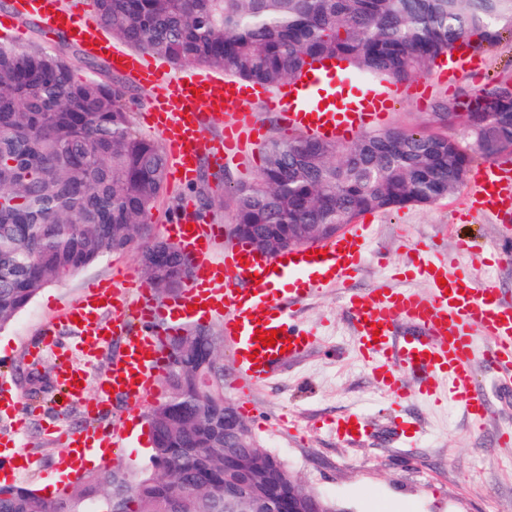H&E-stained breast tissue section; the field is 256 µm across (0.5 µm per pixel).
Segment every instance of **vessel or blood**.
<instances>
[{"label": "vessel or blood", "instance_id": "vessel-or-blood-1", "mask_svg": "<svg viewBox=\"0 0 512 512\" xmlns=\"http://www.w3.org/2000/svg\"><path fill=\"white\" fill-rule=\"evenodd\" d=\"M33 14L42 18L46 32H72L77 43L106 57L114 71L151 92L145 120L161 137L180 185L193 181L200 156L220 164L240 158L247 144L264 140L266 129L249 102L276 111L289 130L346 141L381 126L403 93L396 86L351 84L332 67L272 90L201 68L175 75L168 63L113 44L87 18L65 9L62 0H14L12 14L0 18V37L23 41L26 31L19 21ZM216 121L224 124L221 135L205 138L204 125ZM471 209L496 214L512 210V170L485 164ZM167 229L193 269L179 294L155 301L146 285L121 269L112 280L89 286L61 317L88 355L97 353L107 336L123 337L124 351L113 359L106 376L90 381L88 372L74 366L70 352L60 347L57 328L42 330L41 345L32 356L38 360L48 352L56 357L55 375L69 398L81 401L92 391L103 399L115 393L142 407L154 396L163 372L165 337L182 332L187 322L217 316L223 317L224 339L234 348L233 386L248 397L282 357L297 356L311 344L310 334L293 324L294 306L320 288L347 284L361 270L370 242L369 225L354 224L320 247L259 258L247 245L225 244L223 225L197 219L188 200ZM412 271L430 283V293L382 283L367 294L348 297L357 350L394 398H405L412 387L420 396L435 399L439 380H447L449 396L463 405L472 429L483 430L490 406L474 368V337L479 334L491 342L484 361L493 383L512 385V300L491 286L472 287L469 272L456 268L448 257L432 262L415 256ZM271 330L277 333L275 345L256 341L257 332ZM408 377L413 380L409 386L404 383ZM336 432L360 440L372 427L363 415L351 414L337 421ZM124 436L121 424L108 433L90 427L70 434L60 465L64 477L76 474L99 451L117 449Z\"/></svg>", "mask_w": 512, "mask_h": 512}]
</instances>
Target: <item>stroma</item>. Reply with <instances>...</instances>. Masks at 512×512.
I'll return each mask as SVG.
<instances>
[{"instance_id":"35a3bbf8","label":"stroma","mask_w":512,"mask_h":512,"mask_svg":"<svg viewBox=\"0 0 512 512\" xmlns=\"http://www.w3.org/2000/svg\"><path fill=\"white\" fill-rule=\"evenodd\" d=\"M481 58L482 67L445 84L433 83L424 99L402 96L387 126L445 133L471 146L462 124L438 121L432 112L435 102L512 79L511 40ZM262 159L258 145L239 159L209 166L207 182L183 188L167 184L152 211L155 234L163 235L185 197L196 203L209 200L199 217L231 224L234 190L256 179ZM471 194L467 182L430 205L360 216V223L373 227L367 262L348 287L322 289L300 307L297 318L313 333L314 342L305 353L281 362L251 392L253 410L245 420L260 444L278 455L306 489L335 500L345 512H384L388 506L404 507L405 512H512V443L496 440L503 428H512V396L491 398V417L481 432L472 430L459 403H433L413 393L394 399L357 355L345 301L347 293L368 291L383 280L405 287L409 283L402 275L413 248L423 244L451 254L461 238L472 239L481 251L467 262L473 277L512 298V261L489 256L499 244L512 243V214H470ZM120 267L144 280L139 246L107 254L48 285L0 330V385L23 398L11 415L0 417V442L17 444L38 459L33 470L18 475V482L43 489L55 477L52 462L65 450L63 435L90 425L108 429L129 415L122 403H106L91 414L86 403L67 402L55 391L32 397L27 378L29 351L38 343L42 326L77 301L88 284L110 279ZM409 285L423 294L429 291L423 280ZM350 413L367 417L376 427L370 438L356 445L333 429L337 419Z\"/></svg>"}]
</instances>
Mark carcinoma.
Wrapping results in <instances>:
<instances>
[{"mask_svg": "<svg viewBox=\"0 0 512 512\" xmlns=\"http://www.w3.org/2000/svg\"><path fill=\"white\" fill-rule=\"evenodd\" d=\"M100 24L128 46L276 87L326 61L403 84L462 42L479 53L512 38V0H95ZM78 77L57 51L0 43V329L47 285L104 255L142 243L149 285L162 293L177 269L148 265L152 210L166 187L163 149L138 132L124 92L82 53ZM437 107L461 122L483 155L512 149V83ZM473 153L450 135L404 128L365 132L347 146L304 133L270 141L256 180L237 188L235 224L286 244L372 211L428 205L455 192ZM224 337L187 326L171 336L147 412L150 469L86 471L53 497L0 484V512H230L224 481ZM247 462L290 471L266 448Z\"/></svg>", "mask_w": 512, "mask_h": 512, "instance_id": "carcinoma-1", "label": "carcinoma"}]
</instances>
